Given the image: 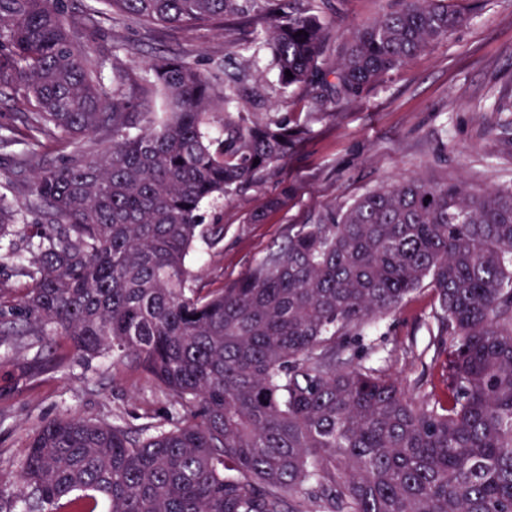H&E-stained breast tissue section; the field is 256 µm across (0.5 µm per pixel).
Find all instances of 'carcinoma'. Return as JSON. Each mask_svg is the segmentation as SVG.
<instances>
[{"label":"carcinoma","mask_w":512,"mask_h":512,"mask_svg":"<svg viewBox=\"0 0 512 512\" xmlns=\"http://www.w3.org/2000/svg\"><path fill=\"white\" fill-rule=\"evenodd\" d=\"M112 18L222 29L252 23L278 82L313 85L329 0H102ZM69 0H0V100H21L8 145L42 224L0 195V239L26 242L27 288L0 294V347L64 337L81 361L143 374L172 411L139 423L64 414L0 474L30 512H512V189L420 178L379 186L320 224H292L247 275L208 290L187 265L202 202L288 160L306 126L250 112L228 83L177 54L112 75ZM467 16L452 0H401L344 38L337 100H356ZM302 35H297V32ZM292 76H286V72ZM96 137L27 171L70 139ZM259 163H254V160ZM436 297L446 389L410 386L346 356L418 290Z\"/></svg>","instance_id":"1"}]
</instances>
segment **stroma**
<instances>
[{
  "label": "stroma",
  "mask_w": 512,
  "mask_h": 512,
  "mask_svg": "<svg viewBox=\"0 0 512 512\" xmlns=\"http://www.w3.org/2000/svg\"><path fill=\"white\" fill-rule=\"evenodd\" d=\"M336 23L320 59L336 65V47L348 28L373 20L387 0H331ZM466 24L367 89L354 102L335 104L325 86L281 90L271 52L251 26L219 32L146 27L101 19L93 46L104 68L120 59L144 73L154 54L174 52L219 76L238 72L245 59L265 87L256 109L287 113L308 123L287 162L241 195L205 203L204 224L224 227L215 246L196 245L195 268L208 288H223L244 277L292 224H314L381 185L424 178L463 181L476 189L512 187V0H457ZM25 145L0 147V194L21 210L25 224L40 222L14 185L15 160ZM287 195L279 210L271 197ZM262 222L251 223L253 214ZM431 290L411 295L395 313L367 330L352 353L369 364L386 358L408 383L442 385L446 356L429 350L435 329ZM166 411L145 380L128 366L108 360L74 361L67 341L53 337L43 349L0 355V471L17 470L33 428L71 412L86 417L133 420L146 406Z\"/></svg>",
  "instance_id": "obj_1"
}]
</instances>
